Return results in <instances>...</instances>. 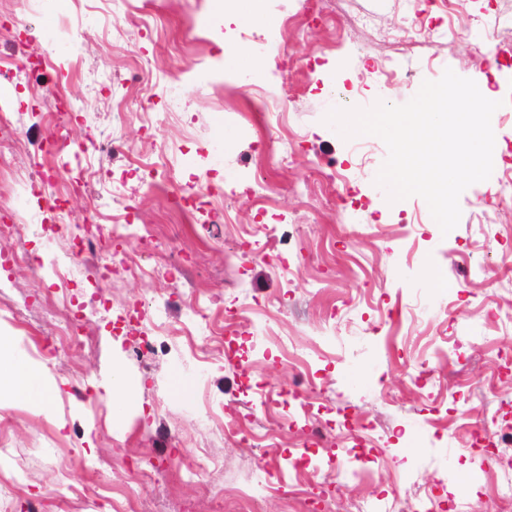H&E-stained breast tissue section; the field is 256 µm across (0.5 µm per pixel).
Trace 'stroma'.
<instances>
[{
    "label": "stroma",
    "mask_w": 512,
    "mask_h": 512,
    "mask_svg": "<svg viewBox=\"0 0 512 512\" xmlns=\"http://www.w3.org/2000/svg\"><path fill=\"white\" fill-rule=\"evenodd\" d=\"M422 0H162L144 16L137 0H33L18 10L0 0V54L28 66L6 95L16 113L15 149L0 160V255L23 249L53 264L93 224L123 219L159 235L180 234L177 253L140 250L105 238V256L137 253L151 276L120 273L102 286L76 278L59 301L52 277L0 267V350L44 367L59 393L36 411L0 390L8 438L0 442V498L10 512H60V493L76 487L79 512H102L132 465L158 467L137 512H217L222 498L249 489L264 466L308 448L318 480L334 485L325 512H410L436 492V512H512V445H472L512 413V119L494 113L493 172L460 196L458 225L442 233L425 200L389 203L375 183L387 157L372 135L343 139L324 117L348 102H408L445 69L487 83L494 99H512V68L493 69L479 44L486 35L512 45V0H464L453 18L464 37L429 31L405 42L402 30ZM256 14L246 23L242 14ZM236 57L225 67V57ZM398 76L386 80L384 68ZM282 111L257 112L266 93ZM55 112L69 143L48 153L45 113ZM156 163L139 181L132 159ZM82 173L85 193L71 197L70 224L53 219L54 184ZM176 176L185 194L212 185L233 224L260 217L253 192L277 216L274 237L243 255L238 240L195 210L173 225ZM39 184L19 196L13 179ZM190 260L200 295L223 307L269 303L238 341L213 340L203 321L167 311ZM97 310L79 350L51 353L67 313ZM159 351L141 354L143 339ZM308 357L301 372L286 353ZM136 392L113 413L106 393L114 367ZM185 385L177 392L175 383ZM312 397L329 431L304 418L275 421L262 393ZM246 415L277 427L272 447H244L225 435V419ZM167 424L171 437L157 436Z\"/></svg>",
    "instance_id": "35a3bbf8"
}]
</instances>
